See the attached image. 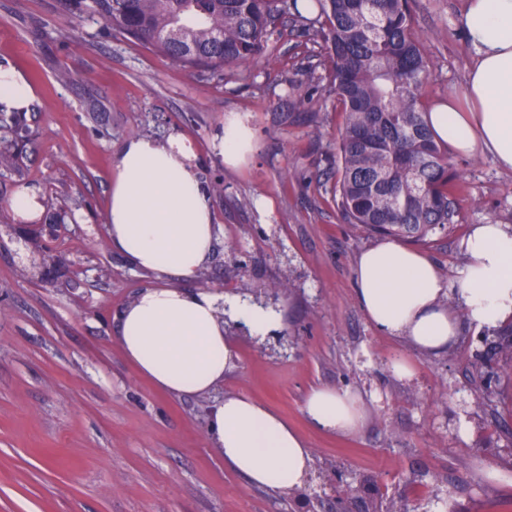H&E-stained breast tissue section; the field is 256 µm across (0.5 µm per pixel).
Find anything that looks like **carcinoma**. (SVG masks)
<instances>
[{
	"label": "carcinoma",
	"mask_w": 512,
	"mask_h": 512,
	"mask_svg": "<svg viewBox=\"0 0 512 512\" xmlns=\"http://www.w3.org/2000/svg\"><path fill=\"white\" fill-rule=\"evenodd\" d=\"M66 0L123 36L151 45L183 68H228L245 76L275 55L285 17L318 47L329 70L321 93L336 101L334 201L346 224L423 240L453 228L459 177L426 121L427 50L411 26L409 0ZM20 118L0 113V168L18 156ZM483 356L487 382L512 374V325L496 330Z\"/></svg>",
	"instance_id": "obj_1"
}]
</instances>
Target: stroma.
Instances as JSON below:
<instances>
[{"label":"stroma","instance_id":"1","mask_svg":"<svg viewBox=\"0 0 512 512\" xmlns=\"http://www.w3.org/2000/svg\"><path fill=\"white\" fill-rule=\"evenodd\" d=\"M463 7L411 0L431 60L426 102L462 88L472 62ZM280 32L277 59L240 80L174 66L63 0H0V61L22 69L37 94L17 168L0 174V512H308L330 486L348 502L394 501L409 512H426L432 495L456 512H512V483L479 469L512 472V377L484 394L485 346L472 328L428 357L368 322L354 266L380 237L339 216L342 117L310 91L329 73L291 23ZM233 112L255 141L237 168L211 148ZM176 134L192 145L201 176L224 183L213 199L221 233L203 271L208 286L281 314L273 350L227 326L233 370L214 392L187 397L154 387L119 346L117 317L150 278L113 251L104 230L115 149L131 136ZM450 163L460 177L455 227L419 248L451 279L466 262L470 225H512V173L481 155ZM24 185L47 207L20 224L8 202ZM280 282L290 290L278 291ZM400 357L412 378L392 374ZM315 387L362 395L368 416L357 435L310 424L303 402ZM233 395L265 403L304 437L313 452L305 488H253L225 467L208 427L214 405Z\"/></svg>","mask_w":512,"mask_h":512}]
</instances>
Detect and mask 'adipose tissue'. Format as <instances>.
Here are the masks:
<instances>
[{
    "label": "adipose tissue",
    "mask_w": 512,
    "mask_h": 512,
    "mask_svg": "<svg viewBox=\"0 0 512 512\" xmlns=\"http://www.w3.org/2000/svg\"><path fill=\"white\" fill-rule=\"evenodd\" d=\"M474 56L461 92L432 103L426 115L450 154L488 155L512 172V0H467L460 19ZM27 76L0 63V112L31 111ZM227 165L243 162L254 134L230 115L217 137ZM186 142L171 136L125 140L113 160L105 231L114 251L156 277L120 313L117 339L126 358L157 388L176 396L217 389L234 364L224 326L243 323L264 339L278 325L271 307L207 288L189 289L208 263L218 234L212 198ZM467 262L454 283L423 251L389 239L356 260V297L368 321L435 356L453 347L463 325L481 330L512 321V229L474 224L462 240ZM454 295L458 307L445 303ZM303 411L316 428L357 434L366 421L359 393L312 388ZM210 443L225 465L263 490L290 493L311 476L312 451L280 414L244 395L214 406Z\"/></svg>",
    "instance_id": "1"
}]
</instances>
